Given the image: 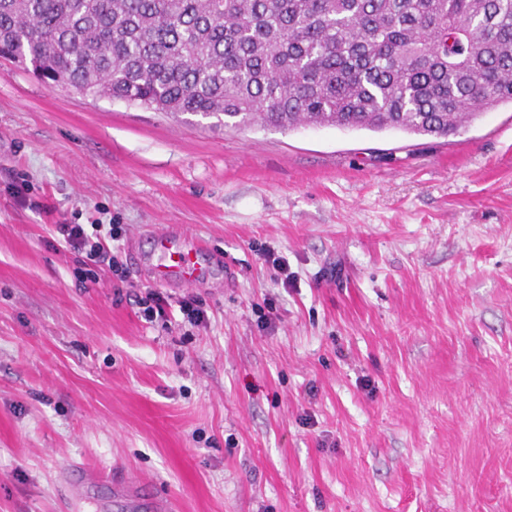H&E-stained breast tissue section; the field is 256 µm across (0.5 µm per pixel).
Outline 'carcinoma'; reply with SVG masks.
<instances>
[{
	"label": "carcinoma",
	"mask_w": 512,
	"mask_h": 512,
	"mask_svg": "<svg viewBox=\"0 0 512 512\" xmlns=\"http://www.w3.org/2000/svg\"><path fill=\"white\" fill-rule=\"evenodd\" d=\"M0 56L216 127L445 138L512 104V0H0Z\"/></svg>",
	"instance_id": "carcinoma-1"
}]
</instances>
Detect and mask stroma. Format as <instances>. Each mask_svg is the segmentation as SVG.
Here are the masks:
<instances>
[{
    "label": "stroma",
    "instance_id": "obj_1",
    "mask_svg": "<svg viewBox=\"0 0 512 512\" xmlns=\"http://www.w3.org/2000/svg\"><path fill=\"white\" fill-rule=\"evenodd\" d=\"M60 224L115 225L127 284ZM167 225L224 269L151 320ZM115 469L173 512H512V105L216 128L0 58V512H127ZM178 303L180 311L195 325H199L206 320L207 303L205 299L198 296H191L179 300Z\"/></svg>",
    "mask_w": 512,
    "mask_h": 512
}]
</instances>
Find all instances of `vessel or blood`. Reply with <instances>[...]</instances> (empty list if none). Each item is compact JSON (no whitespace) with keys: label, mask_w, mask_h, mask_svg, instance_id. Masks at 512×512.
Returning a JSON list of instances; mask_svg holds the SVG:
<instances>
[{"label":"vessel or blood","mask_w":512,"mask_h":512,"mask_svg":"<svg viewBox=\"0 0 512 512\" xmlns=\"http://www.w3.org/2000/svg\"><path fill=\"white\" fill-rule=\"evenodd\" d=\"M150 237L155 261L147 265L146 272L152 283L193 285L204 278L207 267L189 246L180 228L156 229ZM112 492L116 498L127 502L131 512H162V506L155 497L139 494L126 478L114 477Z\"/></svg>","instance_id":"b4317fda"}]
</instances>
